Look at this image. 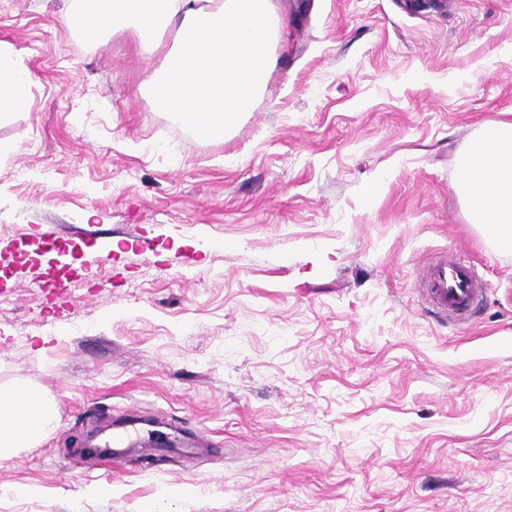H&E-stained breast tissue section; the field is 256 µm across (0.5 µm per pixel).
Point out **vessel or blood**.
<instances>
[{
  "mask_svg": "<svg viewBox=\"0 0 512 512\" xmlns=\"http://www.w3.org/2000/svg\"><path fill=\"white\" fill-rule=\"evenodd\" d=\"M483 281L464 256L445 253L429 266L424 294L435 313L461 316L471 313L483 295Z\"/></svg>",
  "mask_w": 512,
  "mask_h": 512,
  "instance_id": "1",
  "label": "vessel or blood"
}]
</instances>
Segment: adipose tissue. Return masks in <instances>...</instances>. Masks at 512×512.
Here are the masks:
<instances>
[{"instance_id": "1", "label": "adipose tissue", "mask_w": 512, "mask_h": 512, "mask_svg": "<svg viewBox=\"0 0 512 512\" xmlns=\"http://www.w3.org/2000/svg\"><path fill=\"white\" fill-rule=\"evenodd\" d=\"M55 18L98 41L127 34L141 58L164 54L152 75L155 103L206 140L223 139L264 92L287 23L275 0H59ZM22 54L0 43V115L27 104ZM479 152L462 150L453 189L470 223L512 248V124L486 123ZM52 423L38 390L0 391V452L31 447Z\"/></svg>"}]
</instances>
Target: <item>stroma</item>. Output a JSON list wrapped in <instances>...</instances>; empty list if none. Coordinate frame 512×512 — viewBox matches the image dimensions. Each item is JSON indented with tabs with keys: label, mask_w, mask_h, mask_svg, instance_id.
Instances as JSON below:
<instances>
[{
	"label": "stroma",
	"mask_w": 512,
	"mask_h": 512,
	"mask_svg": "<svg viewBox=\"0 0 512 512\" xmlns=\"http://www.w3.org/2000/svg\"><path fill=\"white\" fill-rule=\"evenodd\" d=\"M281 4L214 142L155 108L128 36L0 0L28 88L0 118V390L54 411L0 453V512H512V250L452 188L512 122V0ZM37 224L72 269L46 291ZM448 250L486 288L460 321L422 291Z\"/></svg>",
	"instance_id": "1"
}]
</instances>
